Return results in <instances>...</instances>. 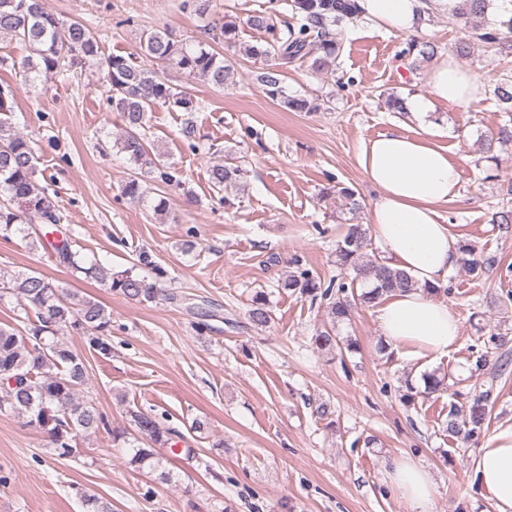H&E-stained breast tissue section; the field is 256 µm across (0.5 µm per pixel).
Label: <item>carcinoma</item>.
<instances>
[{"label": "carcinoma", "instance_id": "carcinoma-1", "mask_svg": "<svg viewBox=\"0 0 512 512\" xmlns=\"http://www.w3.org/2000/svg\"><path fill=\"white\" fill-rule=\"evenodd\" d=\"M491 0H462L453 20L459 22L463 38L455 46L457 55L466 57L472 45L487 47L505 45V36L496 24L481 22ZM297 25L279 28L271 15L259 13L248 24L267 34L261 43L246 45L244 55L257 60L273 58L276 67L261 75L268 96L294 110H311L305 99L284 96L283 79L288 67L306 62L321 73H336L340 41L335 26L358 18L356 0H290ZM0 35H8L29 52L22 62L24 84L40 75L62 74L76 63L101 58L105 73L107 101L112 110L122 114L124 128L115 144L145 174L168 187L179 184L175 174L167 170L161 155L152 152L146 137L145 120L152 105L162 103L185 112H195L198 104L162 78L150 67L136 63L132 57L110 54L100 57L99 43L87 26L77 20L65 21L48 12L43 0H0ZM142 54L151 61L167 64L193 77H200L215 88L224 87L233 74L232 63L219 58V53L198 44L191 45L164 30H154L141 42ZM436 47L429 42L408 41L401 55L430 58ZM493 96L504 104L503 111L512 112V75L494 85ZM12 88L0 89V237L13 236L31 242L45 243L38 224H54L57 215L49 198L50 183L35 179L36 154L31 142L15 130L9 99ZM512 142V119L499 127L497 136L486 140V150L494 144ZM242 170L234 162L219 158L209 169L210 182L216 192L236 189ZM129 199L142 203L146 199L140 177L130 176L122 187ZM59 264L67 267L75 278L91 277L107 283L110 291L128 300L151 301L156 290L140 275L126 270L109 273L98 263L87 261L80 252L61 241L52 245ZM369 230L362 224H350L338 244L337 263L351 270L350 280L322 286L307 269L297 271L278 284L291 293L312 295L319 291L327 300V323L317 331L314 343L320 350L354 353L356 342L336 333V325L349 320L359 306L371 307L383 296L414 287L404 271L392 268L374 254ZM14 296L23 302L24 327L0 325V412L10 411L28 418V423L46 434L51 455L72 458L75 442L102 430L123 439L132 450L130 463L141 469L155 470L154 447L170 440L171 430L160 420L139 410L129 412L136 435L128 437L112 433L107 417L90 400L79 398L86 385V369L80 356L62 340L64 336H81L104 357L112 355L108 338L111 323L105 306L78 289L66 288L38 273L0 276V300ZM189 310L197 318L195 328L210 330L209 310L192 305ZM34 315H29V312ZM251 320L264 325L271 319L266 295L253 297ZM485 421L482 399L470 406L453 410L448 415V432L472 436ZM88 512H112V503L96 494L84 495Z\"/></svg>", "mask_w": 512, "mask_h": 512}]
</instances>
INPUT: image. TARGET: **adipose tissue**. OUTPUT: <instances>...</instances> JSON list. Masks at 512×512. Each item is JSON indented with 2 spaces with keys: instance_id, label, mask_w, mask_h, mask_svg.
Returning a JSON list of instances; mask_svg holds the SVG:
<instances>
[{
  "instance_id": "ef3b65f1",
  "label": "adipose tissue",
  "mask_w": 512,
  "mask_h": 512,
  "mask_svg": "<svg viewBox=\"0 0 512 512\" xmlns=\"http://www.w3.org/2000/svg\"><path fill=\"white\" fill-rule=\"evenodd\" d=\"M359 17L388 34L410 35L421 25L427 4L455 13L459 0H356ZM429 95L407 102L408 111L424 114L435 106L478 101L484 87L455 58L444 56L428 72ZM428 128L379 134L360 156L366 181L377 198L369 218L370 234L389 266L410 274L413 290L383 297L376 319L386 344L402 356L438 358L459 339V321L431 287L447 284L459 257V240L440 221L438 208L457 195L459 172L448 150L437 145ZM474 473L497 512H512V426L494 433L480 448ZM392 481L411 512H432L436 484L418 463L395 461Z\"/></svg>"
}]
</instances>
